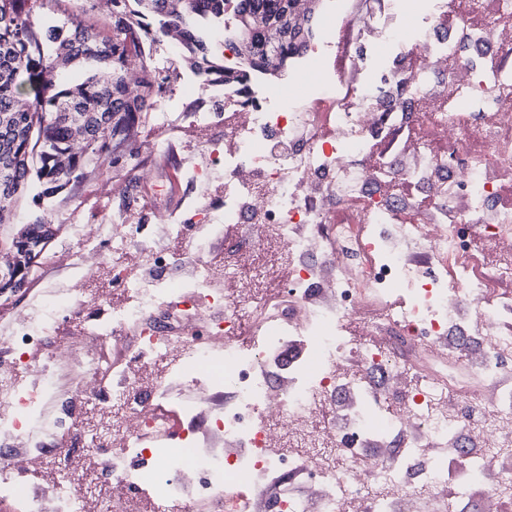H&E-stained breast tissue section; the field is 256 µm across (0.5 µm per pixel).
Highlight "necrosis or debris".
<instances>
[{"mask_svg":"<svg viewBox=\"0 0 512 512\" xmlns=\"http://www.w3.org/2000/svg\"><path fill=\"white\" fill-rule=\"evenodd\" d=\"M481 17L461 35L445 25ZM512 0H389L359 26L336 0L317 42L288 82L243 85L177 74L183 95L222 102L192 108L193 126H224L223 149L192 182L224 178L219 204L182 217L153 211L145 234L125 212L98 225L112 278L131 299L84 316L78 335L32 363L63 312L85 301L54 284L0 339V500L24 512H86L69 456L44 439L81 404L107 405L111 429L83 427L105 465L111 496L97 512H128L126 490L154 512H244L268 483L267 512H434L436 491L474 512H504L512 471ZM426 62L415 71L410 58ZM428 198L411 206L398 186ZM248 229L239 250L278 245L284 303L253 344L241 324L265 305L262 266L241 278L233 258L183 262L169 239L220 225ZM138 253L150 274L129 278ZM237 290L216 294L220 283ZM208 333H164L185 321ZM160 364L157 383L143 368ZM26 370L27 382L15 370ZM189 396L177 447L155 408L171 388ZM330 414L328 433L311 422ZM121 451H112L113 442ZM55 470L34 485L29 464ZM481 496H474L475 486Z\"/></svg>","mask_w":512,"mask_h":512,"instance_id":"obj_1","label":"necrosis or debris"}]
</instances>
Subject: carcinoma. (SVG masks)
<instances>
[{
  "mask_svg": "<svg viewBox=\"0 0 512 512\" xmlns=\"http://www.w3.org/2000/svg\"><path fill=\"white\" fill-rule=\"evenodd\" d=\"M43 0H0V224L32 185L49 199L101 174L98 160L137 152L143 119L171 83H154L150 46L176 43L180 57L205 79L244 83L254 71L278 75L314 38L323 0H108L110 33L76 19L36 17ZM225 28L238 47L234 70L206 32ZM88 64L90 73L71 78ZM108 70L111 80L101 81ZM135 74L137 92L129 90Z\"/></svg>",
  "mask_w": 512,
  "mask_h": 512,
  "instance_id": "carcinoma-1",
  "label": "carcinoma"
}]
</instances>
